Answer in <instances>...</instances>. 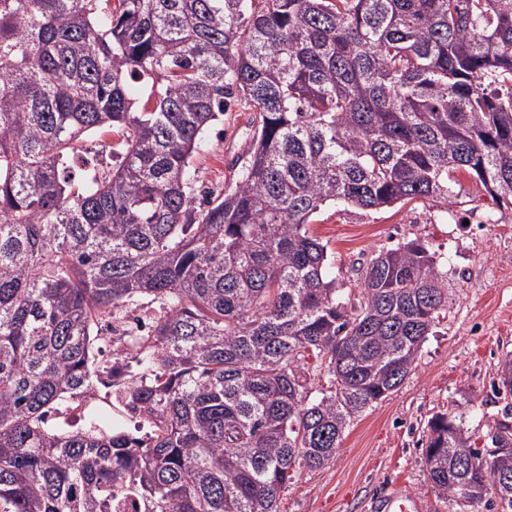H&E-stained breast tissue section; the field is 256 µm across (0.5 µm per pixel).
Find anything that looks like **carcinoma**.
<instances>
[{"instance_id": "obj_1", "label": "carcinoma", "mask_w": 512, "mask_h": 512, "mask_svg": "<svg viewBox=\"0 0 512 512\" xmlns=\"http://www.w3.org/2000/svg\"><path fill=\"white\" fill-rule=\"evenodd\" d=\"M238 100L245 162L198 203L192 158ZM89 131L120 136L112 162ZM461 172L512 206V0H0V512H279L448 309L416 242L347 307L308 224L444 211ZM143 295L149 331L96 366L94 326ZM101 387L148 431L50 423ZM487 444L427 423L460 512H512V425Z\"/></svg>"}]
</instances>
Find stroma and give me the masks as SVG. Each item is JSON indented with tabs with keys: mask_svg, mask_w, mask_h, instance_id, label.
<instances>
[{
	"mask_svg": "<svg viewBox=\"0 0 512 512\" xmlns=\"http://www.w3.org/2000/svg\"><path fill=\"white\" fill-rule=\"evenodd\" d=\"M252 118L250 109L234 105L205 132L207 149L192 161L197 194L219 195L231 186L232 163L251 140ZM454 193L444 212L419 200L364 210L336 204L311 221V234L327 246L343 298L359 297L362 264L415 241L439 258L448 311L404 383L355 418L332 461L297 470L280 494L281 512H376V503L395 488L413 496L420 512H456L428 480V420L454 415L481 446L498 423L512 424V414L504 412L512 395L498 392V371L512 354V208L492 202L465 173Z\"/></svg>",
	"mask_w": 512,
	"mask_h": 512,
	"instance_id": "1",
	"label": "stroma"
}]
</instances>
